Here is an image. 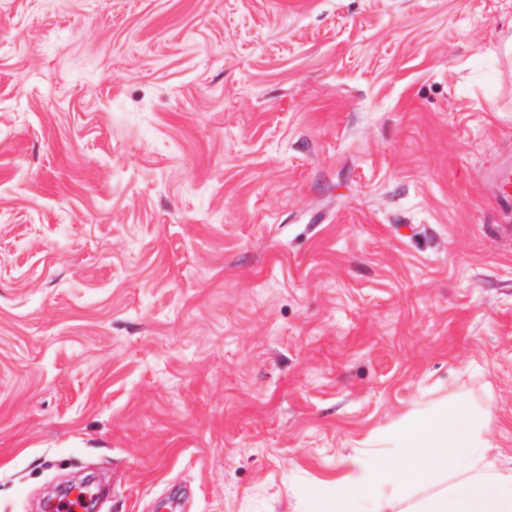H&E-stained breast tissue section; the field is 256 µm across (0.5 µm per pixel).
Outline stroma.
I'll use <instances>...</instances> for the list:
<instances>
[{"mask_svg": "<svg viewBox=\"0 0 512 512\" xmlns=\"http://www.w3.org/2000/svg\"><path fill=\"white\" fill-rule=\"evenodd\" d=\"M512 0H0V512H305L416 410L512 455ZM484 194L502 213L512 212V155H499L483 174Z\"/></svg>", "mask_w": 512, "mask_h": 512, "instance_id": "stroma-1", "label": "stroma"}]
</instances>
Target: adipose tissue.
<instances>
[{"label":"adipose tissue","mask_w":512,"mask_h":512,"mask_svg":"<svg viewBox=\"0 0 512 512\" xmlns=\"http://www.w3.org/2000/svg\"><path fill=\"white\" fill-rule=\"evenodd\" d=\"M487 414L451 398L388 431L374 459L348 457L345 480L305 492L307 512H392L409 490L447 473L445 489L408 512H512V456L491 455Z\"/></svg>","instance_id":"obj_1"}]
</instances>
